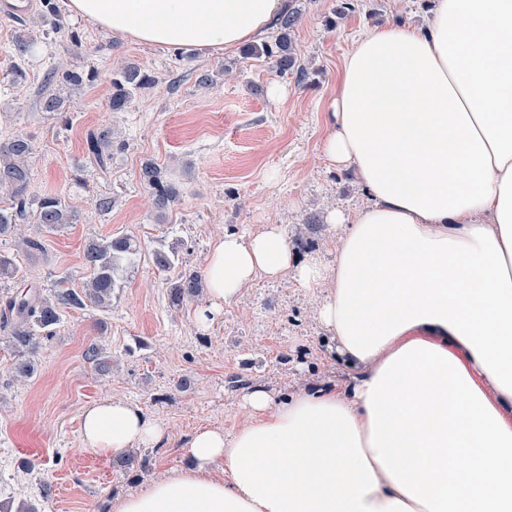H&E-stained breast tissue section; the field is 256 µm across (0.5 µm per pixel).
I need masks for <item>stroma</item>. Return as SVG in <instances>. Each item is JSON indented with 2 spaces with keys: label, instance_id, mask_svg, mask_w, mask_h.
<instances>
[{
  "label": "stroma",
  "instance_id": "35a3bbf8",
  "mask_svg": "<svg viewBox=\"0 0 512 512\" xmlns=\"http://www.w3.org/2000/svg\"><path fill=\"white\" fill-rule=\"evenodd\" d=\"M336 0H302L294 33L304 82L277 74L266 59L239 50H161L121 41L90 22L70 16L81 48L40 49L30 77L10 85L0 52V106L12 127L33 139L32 190L53 189L78 209L79 223L47 238L45 258L33 266L43 288L60 277L81 287L87 276L83 251L92 239L116 233L138 238L137 266L116 290L111 307L70 310L55 336L43 339L36 371L25 382L11 370L14 350L0 337V505L32 503L39 512H107L119 494L144 489L167 472L188 465L184 446L201 426L232 435L249 420L246 380L282 398L322 385L344 389L349 372L325 355L317 309L322 289L299 285L292 273L271 281L257 276L207 324L196 313L207 297L170 307L165 273L152 252L164 244L190 267L205 270L214 242L227 233L248 234L277 225L285 239L303 236L324 262L336 257L340 230L331 210L347 212L366 200L352 171L331 167L320 152L324 113L345 55L376 27L426 23L427 0H356L354 12L335 16ZM95 69L94 85L73 91L66 120L50 119L34 102L49 62ZM134 63L156 76L129 109L112 111L110 78L118 63ZM216 83L205 88L194 71ZM284 89L273 98L270 86ZM109 125L124 140L109 174L86 172L77 187L74 163L87 130ZM154 160L180 189L177 201L157 210L139 180L140 165ZM114 198L111 213L93 214L98 193ZM100 343L112 363L99 372L83 351ZM193 380L189 390L181 377ZM106 398L141 408L163 425L161 442L136 446L140 464L129 470L82 446L81 414Z\"/></svg>",
  "mask_w": 512,
  "mask_h": 512
}]
</instances>
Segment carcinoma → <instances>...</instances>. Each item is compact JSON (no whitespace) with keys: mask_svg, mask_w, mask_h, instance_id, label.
Instances as JSON below:
<instances>
[{"mask_svg":"<svg viewBox=\"0 0 512 512\" xmlns=\"http://www.w3.org/2000/svg\"><path fill=\"white\" fill-rule=\"evenodd\" d=\"M39 22L33 30L21 29L15 33L11 44L5 48L10 60L7 77L14 84L28 80L27 66L35 48L41 44L47 48L57 46L69 49L82 46L80 35L68 27L59 0H41ZM302 9L297 0H289L288 9L276 20L277 34L271 41L246 45L241 50L245 58L263 57L270 61L281 75L305 77L298 64V49L293 34L301 22ZM97 72L93 70L63 69L53 65L46 70L37 95L36 110L50 117L66 112L68 96L74 90L95 83ZM156 82L151 74L135 64H125L112 71L110 106L114 112H125L136 93ZM123 148L110 126L95 127L87 131L83 143L82 159L77 161L79 172L89 167L101 174L109 173L114 148ZM32 137L15 130L0 140V240L16 235L23 224H35L40 233L53 234L70 224L79 222V212L64 195L47 192L35 197L30 192V161L34 155ZM141 183L152 190L155 205L165 209L178 197V190L163 182L161 170L152 161L140 168ZM17 250L28 257L44 255V241L26 238L18 241ZM139 241L129 234H114L101 241L91 240L84 248L83 261L89 277L80 288L64 286L59 281L52 293L43 292L41 284L30 270L20 265L14 254L0 252V281H12L23 289L4 298L0 297V332L15 350L13 372L16 378H30L35 365L32 356L41 340L54 333L61 321L62 312L68 308L83 309L88 306L107 307L112 296L121 287L127 273L140 258ZM153 262L158 270L170 274L168 301L180 309L184 303L197 300L204 292V275L192 268L179 265L174 249L161 245L153 251ZM85 359L99 369H110L103 358V349L96 343L88 344Z\"/></svg>","mask_w":512,"mask_h":512,"instance_id":"carcinoma-1","label":"carcinoma"}]
</instances>
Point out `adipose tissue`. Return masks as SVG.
<instances>
[{"mask_svg": "<svg viewBox=\"0 0 512 512\" xmlns=\"http://www.w3.org/2000/svg\"><path fill=\"white\" fill-rule=\"evenodd\" d=\"M113 36L160 48L258 40L286 0H67ZM320 151L368 200L328 214L333 263L296 260L277 226L207 258L213 318L256 276L325 287L327 356L351 374L285 399L244 397L232 436L204 426L187 467L109 512H512V0H430L423 28L375 29L346 55ZM139 407L82 415L84 447L162 438Z\"/></svg>", "mask_w": 512, "mask_h": 512, "instance_id": "1", "label": "adipose tissue"}]
</instances>
